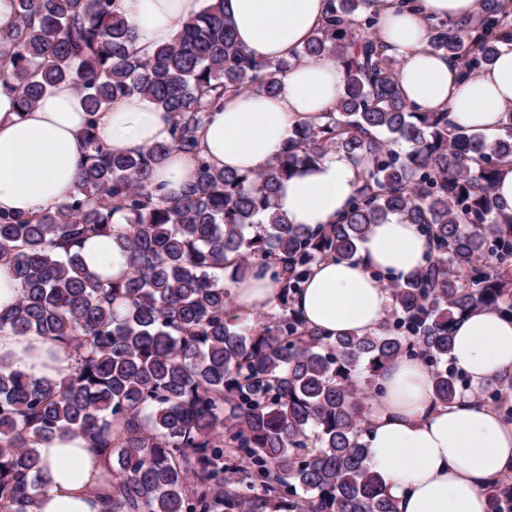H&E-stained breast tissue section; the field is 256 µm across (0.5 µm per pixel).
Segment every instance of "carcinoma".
<instances>
[{"instance_id":"cac0c4a2","label":"carcinoma","mask_w":512,"mask_h":512,"mask_svg":"<svg viewBox=\"0 0 512 512\" xmlns=\"http://www.w3.org/2000/svg\"><path fill=\"white\" fill-rule=\"evenodd\" d=\"M117 0H16L0 53L22 110L61 82L87 113L88 148L76 191L39 216L0 212V260L23 284L0 328L61 340L75 351L63 381L33 380L0 362V509L37 512L35 444L87 436L112 456V512H395L367 464L364 386L404 355L422 356L442 403L463 396L448 365L456 318L476 305L512 317V211L495 196L512 166V112L493 143L454 127L448 113L403 100L397 60L374 39L370 0H330L321 27L293 55L341 59L333 109L299 123L279 155L250 174L213 167L198 132L237 92L277 91L290 62L253 60L234 38L224 0H211L172 43L141 57ZM509 12L486 0L476 22H429V47L462 63L463 79L496 57ZM152 99L173 118L171 141L129 155L96 136L118 99ZM196 168L178 200L157 195L151 174L172 149ZM331 152L367 160L338 224L311 231L273 210L282 181ZM127 224L131 272L85 274L75 247ZM393 215L430 242L425 267L390 285L391 313L377 332L334 339L310 329L292 298L322 258L355 257L374 224ZM488 256L489 266L480 262ZM272 270L279 310L253 331L234 328L224 271ZM512 399V376L484 388ZM313 447H308V443ZM494 509L512 503L495 480Z\"/></svg>"}]
</instances>
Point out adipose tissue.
Here are the masks:
<instances>
[{
	"mask_svg": "<svg viewBox=\"0 0 512 512\" xmlns=\"http://www.w3.org/2000/svg\"><path fill=\"white\" fill-rule=\"evenodd\" d=\"M204 0H117L138 48L171 42L197 15ZM485 0H418L400 12L392 0H373L381 17L375 38L397 58L399 91L422 109L447 113L457 127L494 140L504 113L512 112V27L504 28L494 61L477 77L461 79L458 61L429 47V21L451 22L482 14ZM328 0H224L238 42L256 61L290 59L318 29ZM344 84L332 56L291 66L270 95L253 89L229 97L199 133L200 151L218 169L257 171L279 154L291 128L330 111ZM86 112L70 83L50 88L31 110L20 111L0 79V210L37 216L77 187L87 151ZM171 116L151 99H119L101 113L97 136L113 151L137 154L170 139ZM364 163L338 152L315 167L299 168L280 186L273 204L289 223L326 227L338 221L357 188ZM195 170L191 155L172 152L151 180L169 198L182 196ZM124 225L112 236L91 237L78 249L86 272L109 278L129 273L122 246ZM429 244L418 225L392 217L373 225L354 260L326 258L313 264L293 305L307 326L323 334L365 336L392 309L382 279H399L426 262ZM232 316L245 330L256 314L276 306L279 286L270 274L251 270L233 283ZM0 361L33 379H65L72 349L35 334L0 329ZM451 361L471 384L487 386L512 374V319L482 306L454 327ZM374 415L364 441L367 463L382 479L395 512H491L492 480L512 473V418L464 397L437 401L421 357L389 362L379 375ZM44 486L38 512H110L107 477L112 459L82 435H58L37 445Z\"/></svg>",
	"mask_w": 512,
	"mask_h": 512,
	"instance_id": "1",
	"label": "adipose tissue"
}]
</instances>
